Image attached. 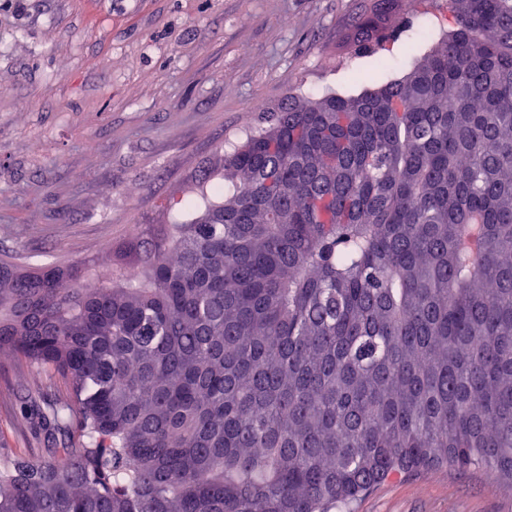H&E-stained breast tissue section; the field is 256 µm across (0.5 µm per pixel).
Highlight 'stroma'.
<instances>
[{
  "label": "stroma",
  "instance_id": "35a3bbf8",
  "mask_svg": "<svg viewBox=\"0 0 512 512\" xmlns=\"http://www.w3.org/2000/svg\"><path fill=\"white\" fill-rule=\"evenodd\" d=\"M372 0H0V254L24 267L111 256L221 171L227 143L289 95L349 92L403 42H345ZM260 109H251L252 101ZM94 149H87V142ZM0 354V470L43 442L18 413L57 395ZM352 512H512L484 473L388 480Z\"/></svg>",
  "mask_w": 512,
  "mask_h": 512
}]
</instances>
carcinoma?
<instances>
[{"label": "carcinoma", "mask_w": 512, "mask_h": 512, "mask_svg": "<svg viewBox=\"0 0 512 512\" xmlns=\"http://www.w3.org/2000/svg\"><path fill=\"white\" fill-rule=\"evenodd\" d=\"M403 3L351 41L411 29ZM447 5L401 76L288 100L104 276L0 260V353L64 387L20 414L66 438L0 512H331L443 468L512 490V0Z\"/></svg>", "instance_id": "obj_1"}]
</instances>
